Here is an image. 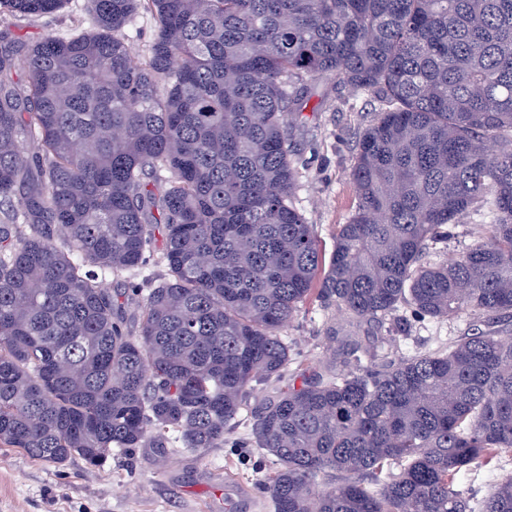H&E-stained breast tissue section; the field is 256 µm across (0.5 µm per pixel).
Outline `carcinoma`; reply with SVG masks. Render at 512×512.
<instances>
[{"label": "carcinoma", "mask_w": 512, "mask_h": 512, "mask_svg": "<svg viewBox=\"0 0 512 512\" xmlns=\"http://www.w3.org/2000/svg\"><path fill=\"white\" fill-rule=\"evenodd\" d=\"M141 7L155 35L136 64L122 30ZM86 10L94 30L22 53L0 34V448L92 466L222 448L254 383L293 364L280 332L312 298L350 329L321 371L252 409L274 512H512L511 479L479 499L459 485L512 454V336L397 348L426 318L512 319V0ZM324 76L383 103L328 255L293 204L289 143L302 82ZM472 208L485 235L424 261ZM153 263L159 283L125 284L133 334L98 279ZM364 323L379 334L355 335Z\"/></svg>", "instance_id": "1"}]
</instances>
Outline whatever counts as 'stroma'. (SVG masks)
<instances>
[{
    "mask_svg": "<svg viewBox=\"0 0 512 512\" xmlns=\"http://www.w3.org/2000/svg\"><path fill=\"white\" fill-rule=\"evenodd\" d=\"M84 0H66L62 9L44 17L0 14V32L32 44L46 34H67L74 26L91 28ZM312 95L304 111L291 119L294 161L301 177L293 203L325 250H332L339 225L347 223L356 205L349 180L360 134L382 104L334 79H311ZM489 219L471 213L453 225L448 241L431 246L425 258L435 262L462 251L481 234ZM348 326L345 314L306 303L282 330L303 370L311 371L330 356L331 329ZM512 334V322L489 321L463 313L452 319L415 323L399 348L410 353L447 345L474 329ZM252 419L243 415L220 448L200 452L161 453L131 448L101 467L72 458L54 466L30 459L14 448H0V512H273L264 489L265 458L248 447Z\"/></svg>",
    "mask_w": 512,
    "mask_h": 512,
    "instance_id": "obj_1",
    "label": "stroma"
}]
</instances>
